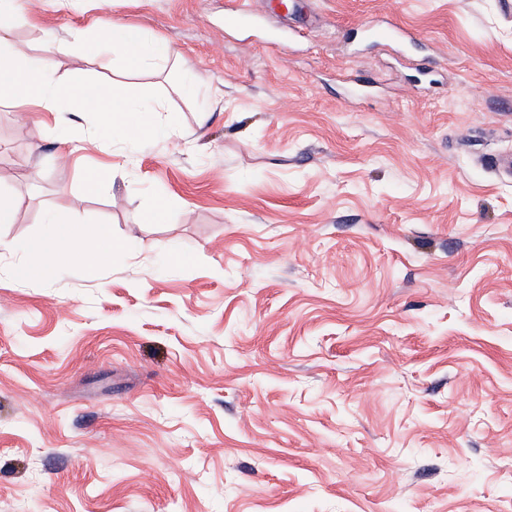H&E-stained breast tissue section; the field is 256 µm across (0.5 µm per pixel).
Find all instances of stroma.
Masks as SVG:
<instances>
[{
    "label": "stroma",
    "mask_w": 512,
    "mask_h": 512,
    "mask_svg": "<svg viewBox=\"0 0 512 512\" xmlns=\"http://www.w3.org/2000/svg\"><path fill=\"white\" fill-rule=\"evenodd\" d=\"M502 2L0 15L33 54L107 20L173 48L135 74L105 45L54 58L56 80L160 105L162 133L0 104V512H512ZM392 26L417 49L360 36ZM50 212L115 249L14 280L11 242Z\"/></svg>",
    "instance_id": "35a3bbf8"
}]
</instances>
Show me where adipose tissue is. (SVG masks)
<instances>
[{"label": "adipose tissue", "mask_w": 512, "mask_h": 512, "mask_svg": "<svg viewBox=\"0 0 512 512\" xmlns=\"http://www.w3.org/2000/svg\"><path fill=\"white\" fill-rule=\"evenodd\" d=\"M101 36L112 45L125 61L128 70L135 71L149 64L168 60L172 50L162 41L150 42L132 27L112 22L100 30ZM9 95L17 109L34 106L42 112H54L61 100L73 101L79 112H106L123 128L127 139H136L148 123L147 117L131 100L118 94H103L91 84L71 85L54 81L53 55H33L14 45L6 27L0 26V95ZM50 231L46 236L22 244L23 263L14 270L17 280L29 276H51L56 263L76 257L79 239L90 236L98 242L99 254L109 253L114 242L108 226L87 230L61 217L48 216Z\"/></svg>", "instance_id": "ef3b65f1"}]
</instances>
